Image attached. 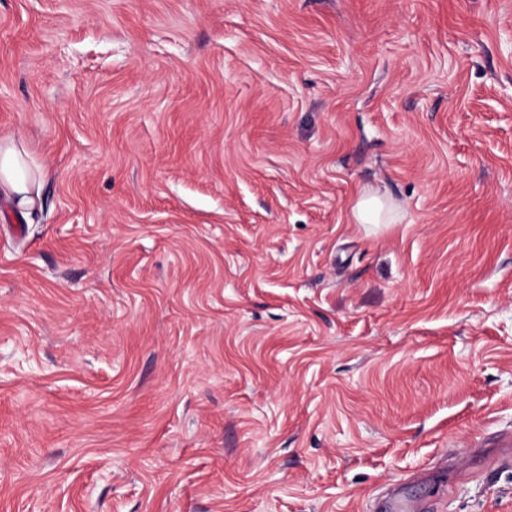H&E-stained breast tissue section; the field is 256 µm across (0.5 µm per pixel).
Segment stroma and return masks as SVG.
I'll list each match as a JSON object with an SVG mask.
<instances>
[{"mask_svg": "<svg viewBox=\"0 0 512 512\" xmlns=\"http://www.w3.org/2000/svg\"><path fill=\"white\" fill-rule=\"evenodd\" d=\"M0 135V512H512V0H0ZM44 176L22 139L0 137V196L11 199L21 215H32L39 208ZM387 202L377 193L362 191L353 207L352 215L356 224H390Z\"/></svg>", "mask_w": 512, "mask_h": 512, "instance_id": "35a3bbf8", "label": "stroma"}]
</instances>
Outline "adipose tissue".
<instances>
[{
	"label": "adipose tissue",
	"mask_w": 512,
	"mask_h": 512,
	"mask_svg": "<svg viewBox=\"0 0 512 512\" xmlns=\"http://www.w3.org/2000/svg\"><path fill=\"white\" fill-rule=\"evenodd\" d=\"M44 176L22 139L0 137V196L11 199L20 214L30 215L39 208Z\"/></svg>",
	"instance_id": "obj_1"
}]
</instances>
